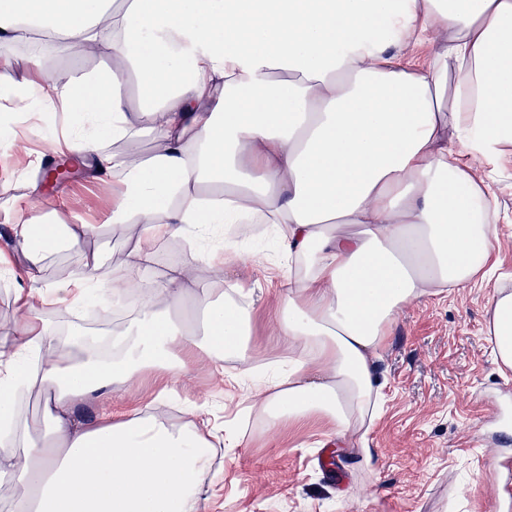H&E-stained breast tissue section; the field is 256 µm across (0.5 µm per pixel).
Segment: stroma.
I'll return each mask as SVG.
<instances>
[{"instance_id": "1", "label": "stroma", "mask_w": 512, "mask_h": 512, "mask_svg": "<svg viewBox=\"0 0 512 512\" xmlns=\"http://www.w3.org/2000/svg\"><path fill=\"white\" fill-rule=\"evenodd\" d=\"M64 114L0 119V247L9 253L0 265V331L23 318L64 331L66 309L36 304L23 309L20 290L32 286L27 257L13 242V227L36 224H92L95 235L47 254L42 287L63 289L89 274L98 256L107 275L118 274L134 245L131 227L110 223L117 187L92 168L54 152ZM65 165L71 180L46 188V168ZM499 184L506 223L499 232L507 245L494 257L490 282L446 297L406 306L391 326L377 363L384 402L367 436L369 455L338 449L317 422L272 432L250 409L235 379V365L215 370L200 355L186 377L154 410L168 426L192 420L195 406L211 419L222 441L204 480L201 512H508L503 481L512 475V370L499 371L486 340L487 301L494 289H512V155L503 161ZM255 288L256 311L250 352L258 363L287 357L275 330L276 291L261 267L239 263L223 276L195 263L182 317L198 312V292L218 288L219 278Z\"/></svg>"}]
</instances>
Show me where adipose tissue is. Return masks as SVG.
Returning a JSON list of instances; mask_svg holds the SVG:
<instances>
[{
	"mask_svg": "<svg viewBox=\"0 0 512 512\" xmlns=\"http://www.w3.org/2000/svg\"><path fill=\"white\" fill-rule=\"evenodd\" d=\"M107 46L113 68L26 85L12 112L60 109L66 149L118 177L113 224L135 228L120 276L74 280L63 298H120L159 242L220 224H271L288 368L246 392L268 430L324 421L328 441L362 444L381 386L379 350L401 310L483 281L501 240L497 194L512 146V0H0V43ZM135 79L142 104L121 92ZM150 130L147 158L98 141ZM484 162L476 169L473 159ZM95 230L15 227L39 279L61 241ZM232 238L193 251L110 340L24 319L0 336V493L14 512H199L215 446L207 419L173 429L143 408L75 415L86 395L116 392L145 370L178 381L199 352L249 350L252 288L204 290L207 332L168 315L192 263L223 271ZM499 369H512V290L486 308ZM47 392L42 428L19 427L13 381Z\"/></svg>",
	"mask_w": 512,
	"mask_h": 512,
	"instance_id": "ef3b65f1",
	"label": "adipose tissue"
}]
</instances>
